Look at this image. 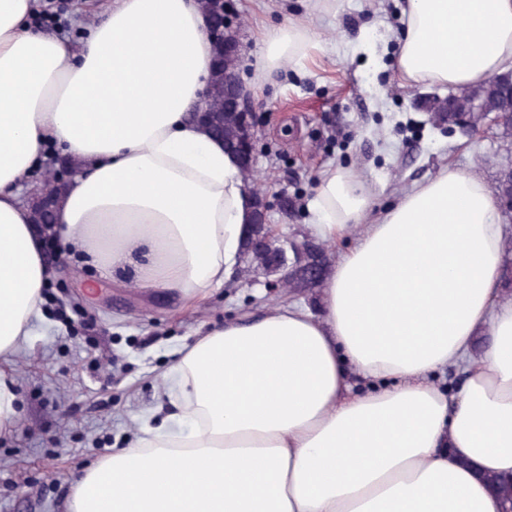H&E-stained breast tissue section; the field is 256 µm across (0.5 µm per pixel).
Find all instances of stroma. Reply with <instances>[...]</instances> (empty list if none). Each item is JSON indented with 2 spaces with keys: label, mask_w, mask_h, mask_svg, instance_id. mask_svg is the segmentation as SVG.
I'll return each instance as SVG.
<instances>
[{
  "label": "stroma",
  "mask_w": 512,
  "mask_h": 512,
  "mask_svg": "<svg viewBox=\"0 0 512 512\" xmlns=\"http://www.w3.org/2000/svg\"><path fill=\"white\" fill-rule=\"evenodd\" d=\"M242 24L240 75L256 107L255 184L267 193L278 236L307 239L309 210L324 171L365 175L376 205L449 164L494 185L512 165V138L467 135L433 122L446 99L439 85H401L396 36L405 0H343L337 13L313 0H229ZM303 22L322 46L303 63L261 75L265 30ZM75 273L45 286L44 318L11 358L17 425L0 432V512H66L75 481L139 434V415L157 407L163 375L197 331L257 317L312 291L270 287L240 256L223 287L186 302L176 291L138 288L134 266L102 274L64 242Z\"/></svg>",
  "instance_id": "stroma-1"
}]
</instances>
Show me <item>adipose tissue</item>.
Here are the masks:
<instances>
[{
    "label": "adipose tissue",
    "mask_w": 512,
    "mask_h": 512,
    "mask_svg": "<svg viewBox=\"0 0 512 512\" xmlns=\"http://www.w3.org/2000/svg\"><path fill=\"white\" fill-rule=\"evenodd\" d=\"M0 0V356L42 319L50 269L22 198L45 145L78 172L57 232L101 271L144 261L147 290L221 287L251 211L237 162L193 117L210 71L196 0H112L79 52ZM405 83L486 84L512 69V0H406ZM262 71L318 50L291 23ZM310 229L352 240L314 314L300 304L198 337L165 375L187 426H143L77 480L67 512H505L512 474V302L505 228L476 173L446 166L385 209L326 172ZM463 373L447 391L434 377Z\"/></svg>",
    "instance_id": "adipose-tissue-1"
}]
</instances>
